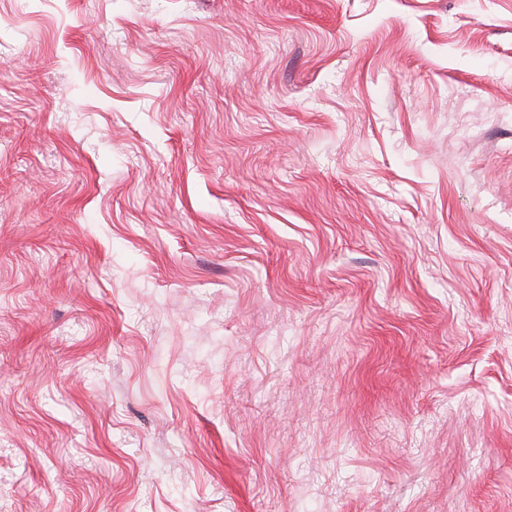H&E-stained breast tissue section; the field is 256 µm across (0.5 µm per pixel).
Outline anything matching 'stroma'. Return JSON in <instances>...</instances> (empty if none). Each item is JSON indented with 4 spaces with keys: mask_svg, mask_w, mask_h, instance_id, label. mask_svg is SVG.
<instances>
[{
    "mask_svg": "<svg viewBox=\"0 0 512 512\" xmlns=\"http://www.w3.org/2000/svg\"><path fill=\"white\" fill-rule=\"evenodd\" d=\"M0 512H512V0H0Z\"/></svg>",
    "mask_w": 512,
    "mask_h": 512,
    "instance_id": "stroma-1",
    "label": "stroma"
}]
</instances>
